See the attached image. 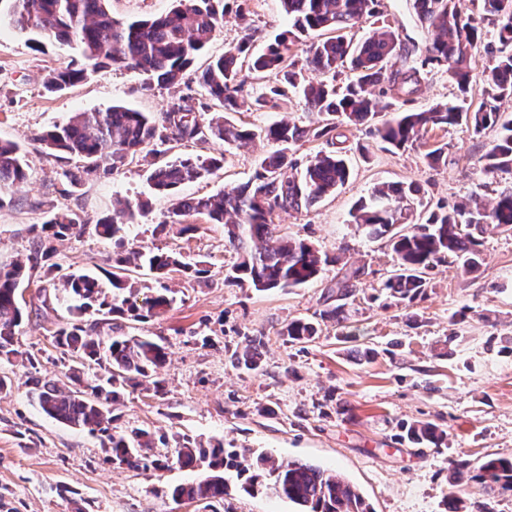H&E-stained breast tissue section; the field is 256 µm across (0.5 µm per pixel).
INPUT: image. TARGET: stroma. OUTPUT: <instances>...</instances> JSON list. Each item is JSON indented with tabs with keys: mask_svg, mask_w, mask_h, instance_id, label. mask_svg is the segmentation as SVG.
<instances>
[{
	"mask_svg": "<svg viewBox=\"0 0 512 512\" xmlns=\"http://www.w3.org/2000/svg\"><path fill=\"white\" fill-rule=\"evenodd\" d=\"M457 7L483 39L471 62L468 92L460 94L446 68H435L409 109L446 100L474 109L482 100L488 67L499 49L496 23L482 15L476 0H458ZM380 9L412 60H420L432 35L415 21L407 0H381ZM248 26L255 30L253 51L262 52L289 22L279 0H252L245 19L225 16L223 27L172 88L146 87L137 72L113 67L56 94L45 91V78L55 69L84 66L80 49L55 40L38 47L29 33L0 27V138L20 146L28 170L20 191L0 194L5 198L0 261L30 254L32 227L43 223L55 204L77 212L89 225L83 234L56 241L60 263L104 275L112 246L91 226L125 202L140 201L148 210L126 227V250H173L203 269L195 279L173 272L160 282L146 269H133L132 281L154 290L169 288L174 302L160 317L118 316L112 322L121 335L150 336L167 348V362L159 370L162 394L141 386L113 410L115 431L153 433L154 443L142 451L151 467L109 462L98 438L55 421L31 402L28 368L0 366L12 381L11 391L0 394V512H73L78 504L84 512H296L272 490L244 491V479L237 475L231 476L223 501L174 502L175 485L207 475L205 467L178 464L177 445L185 440L204 448L223 441L225 455L243 462L264 453L279 463L299 460L329 469L351 482L372 512H446L451 494L461 499L460 512H512V493L492 494L470 480L455 483L449 467L459 457L474 464L488 455L512 457V234L486 229L479 272L465 274L440 262L424 294L399 303L382 289L395 268L388 240L366 237L351 217L356 203L382 183L418 184L430 208L473 197L489 203L512 190V175L492 178L483 171L482 157L496 130L478 136L463 124L431 130L427 144L443 146L448 154L447 165L432 168L423 148L387 150L370 125L343 127L349 181L310 209L274 218L284 235L339 261L327 265L318 279L285 290L258 292L225 282L237 254L225 242L223 225L199 217L192 232L154 231L168 220L178 196L229 191L252 178L260 159L273 149L266 140L240 148L219 140L171 144L165 155L169 161L187 153L224 159L221 167L175 195L156 192L149 167L137 162L110 174L82 175L73 195H65L63 173L77 163L46 154L37 141L41 131L73 113L114 105L156 114L171 98L188 93L204 104L206 116H213L198 77ZM282 113L303 127L313 120L294 90L279 112L244 110L229 118L255 127L271 124ZM345 266L362 270L357 291L347 301L346 326L321 321L317 336L306 344L282 336L288 321L315 318ZM24 297L18 341L38 355L39 377L66 384L70 361L52 340L67 315L66 305L54 300L40 310L35 288L26 289ZM257 336L265 341L261 366L249 370L236 357ZM367 348L374 357L366 362L359 353ZM427 422L442 432V440L435 446L412 443L409 427Z\"/></svg>",
	"mask_w": 512,
	"mask_h": 512,
	"instance_id": "1",
	"label": "stroma"
}]
</instances>
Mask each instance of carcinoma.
I'll return each mask as SVG.
<instances>
[{"mask_svg": "<svg viewBox=\"0 0 512 512\" xmlns=\"http://www.w3.org/2000/svg\"><path fill=\"white\" fill-rule=\"evenodd\" d=\"M107 2L5 0L0 19L21 31L80 47L87 65L79 69L68 66L51 74L44 88L54 94L114 66L138 72L150 86L172 85L223 27L228 13L233 11L243 18L248 11V0H176L165 15L123 21L112 16ZM379 2L280 0L288 15V30L260 54L252 52V35L246 34L199 77L210 99L225 112H236L247 103L241 95L244 69L258 80L273 78L247 103L255 111L277 107L278 100L286 94L285 87L299 89L316 116V121L307 127L285 117L264 127L238 126L224 116L207 121L197 112L192 97L181 96L157 116L122 105L104 111L77 112L66 123L39 134L37 141L49 155L75 157L83 162L85 172L105 174L143 153L160 154L158 146L170 142L197 144L217 139L240 147L258 138L279 145L261 160L254 177L238 189L181 198L172 210L175 219L156 225L155 231L164 233L175 226L180 233L194 231L196 226L184 223V218L200 216L210 224L224 225L225 238L238 254L225 277L228 284L246 283L259 292L307 284L336 258L303 240L280 236L273 216L278 211L307 209L334 194L348 182L350 169L339 146L316 154L299 167L295 153L303 139L324 138L336 130L339 122L363 125L381 112H392L394 116L375 127L374 134L398 150L422 144L434 128L463 123L479 135L496 127L498 137L483 155L484 171L492 175L512 173V113L503 110L505 103L512 102V0H477L481 12L497 22L500 48L488 70L482 101L474 111L444 101L419 111H397V103H405L420 92L429 67H446L460 92H467L469 69L481 45V34L460 15L455 0H409L417 22L435 34L418 67L408 63L409 49L387 24L358 41L346 37V30L379 14ZM320 31L329 32V36L312 42L304 60L289 54L291 43ZM394 57L401 58V65H389ZM309 70L333 79L347 70L351 77L342 88L324 81L307 84L304 72ZM424 160L432 168L448 164L442 146L428 149ZM220 163L215 157L188 155L156 167L150 179L157 190L170 192L203 178ZM27 178L19 146L0 140V190L18 191ZM419 193L413 184L382 185L360 201L352 214L354 223L367 237H389L396 270L384 283V290L397 302L411 303L422 295L428 286L429 271L448 258L466 274L479 271L484 258L478 235L487 227L512 233V191L501 193L491 206L476 201L432 210L422 218L416 216L417 206L421 205ZM146 210L145 202H127L115 214L93 225L99 238L115 246L112 271L108 272L112 293H107L99 280L89 274L62 276L70 319L58 324L53 343L71 361L68 372L74 388H62L45 379L30 382L31 398L43 413L61 424L98 436L113 464L131 468L148 464L139 449L152 444V434L143 429L128 434L112 431V406L123 390L135 389L145 382L152 385L154 393H162L163 381L153 373L166 363L167 352L164 345L149 336L112 335L109 315L128 313L139 320L157 317L167 311L171 299L164 293L138 297L136 289L127 287L126 266L140 262L157 279L174 268L189 278L202 273L197 265L183 262L174 252L123 250L125 224ZM400 224L408 226V231H397ZM86 227L76 212L53 209L41 224L45 235L38 234L32 240L31 256L25 261L0 263V363L36 367L37 357L20 350L16 338L26 306L22 289L35 280H55L61 265L54 261L56 248L52 241L80 234ZM361 275V269L351 268L327 289L326 300L334 298L338 304L323 309L321 319H333L339 324L347 320L343 301L355 295V282ZM91 310L103 313V318L84 321V315ZM317 332L315 323L301 319L291 320L283 328V334L297 344L313 341ZM263 345L260 337L251 340L244 356L246 368H258ZM93 364L105 370L108 377L89 381L86 368ZM409 435L417 444L441 440V434L430 424L412 426ZM201 461L208 462L212 474L200 482L177 485L172 491L175 501L224 498V444L218 442L208 448H197L188 442L181 445L179 464L192 467ZM450 467L460 477L474 468L466 459L453 460ZM474 469L476 474L471 479L484 490L512 492V457H490ZM257 470L251 484L259 483L262 477L271 479L276 493L301 506V512H372L354 485L319 466L302 461L275 465L269 463V457L260 456Z\"/></svg>", "mask_w": 512, "mask_h": 512, "instance_id": "1", "label": "carcinoma"}]
</instances>
